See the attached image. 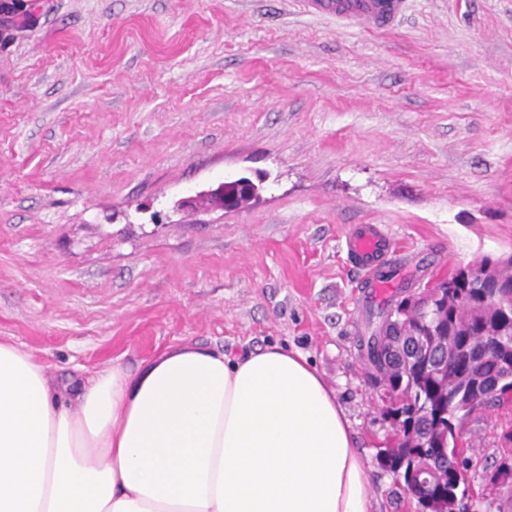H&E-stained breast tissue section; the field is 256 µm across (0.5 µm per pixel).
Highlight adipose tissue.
I'll list each match as a JSON object with an SVG mask.
<instances>
[{"instance_id": "1", "label": "adipose tissue", "mask_w": 512, "mask_h": 512, "mask_svg": "<svg viewBox=\"0 0 512 512\" xmlns=\"http://www.w3.org/2000/svg\"><path fill=\"white\" fill-rule=\"evenodd\" d=\"M350 422L279 345L178 344L55 385L0 341V512H372Z\"/></svg>"}]
</instances>
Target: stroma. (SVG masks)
Wrapping results in <instances>:
<instances>
[{"mask_svg":"<svg viewBox=\"0 0 512 512\" xmlns=\"http://www.w3.org/2000/svg\"><path fill=\"white\" fill-rule=\"evenodd\" d=\"M241 176L238 210L181 208ZM399 239L385 297L347 256ZM512 252V0H407L391 30L297 0H0V341L53 381L196 343L309 355L373 512H415L364 342L403 283ZM474 512H512V401L464 421Z\"/></svg>","mask_w":512,"mask_h":512,"instance_id":"obj_1","label":"stroma"}]
</instances>
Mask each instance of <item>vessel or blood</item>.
Here are the masks:
<instances>
[{"mask_svg":"<svg viewBox=\"0 0 512 512\" xmlns=\"http://www.w3.org/2000/svg\"><path fill=\"white\" fill-rule=\"evenodd\" d=\"M307 12L356 20L370 29L383 30L400 14L401 0H303ZM347 254L375 293L387 292L390 280L379 267L380 259L399 250V242L382 225H356L346 238Z\"/></svg>","mask_w":512,"mask_h":512,"instance_id":"vessel-or-blood-1","label":"vessel or blood"}]
</instances>
